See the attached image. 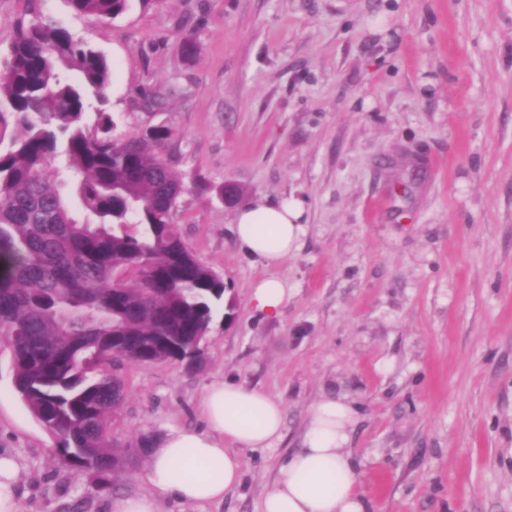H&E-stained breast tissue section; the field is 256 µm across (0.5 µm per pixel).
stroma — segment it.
I'll return each instance as SVG.
<instances>
[{"instance_id": "stroma-1", "label": "stroma", "mask_w": 512, "mask_h": 512, "mask_svg": "<svg viewBox=\"0 0 512 512\" xmlns=\"http://www.w3.org/2000/svg\"><path fill=\"white\" fill-rule=\"evenodd\" d=\"M36 14L111 61L116 135L171 129L173 221L227 287L199 365L122 369L114 438L202 426L215 381L284 409L281 439L244 452L223 501L161 496L158 512H261L311 410L339 395L373 512H512V0H129L105 24L67 0H0V60ZM227 181L248 202L303 201L279 265L240 248L237 209L214 193ZM270 277L288 286L275 313L252 299ZM12 375L0 342V455L18 465L20 512L152 494L142 460L108 492L66 468Z\"/></svg>"}]
</instances>
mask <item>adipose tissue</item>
<instances>
[{
  "label": "adipose tissue",
  "mask_w": 512,
  "mask_h": 512,
  "mask_svg": "<svg viewBox=\"0 0 512 512\" xmlns=\"http://www.w3.org/2000/svg\"><path fill=\"white\" fill-rule=\"evenodd\" d=\"M304 221L301 202L261 196L237 211L234 232L249 256L276 266L296 250ZM200 413L203 427L172 430L150 449L153 494L114 497L110 512H157L165 495L190 505L222 500L242 480V451L271 447L282 437V404L260 390L212 383ZM354 416L352 406L336 398L313 408L303 445L268 487L262 512H368L346 450Z\"/></svg>",
  "instance_id": "adipose-tissue-1"
}]
</instances>
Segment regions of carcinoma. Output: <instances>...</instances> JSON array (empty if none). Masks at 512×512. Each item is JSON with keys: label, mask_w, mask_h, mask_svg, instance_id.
<instances>
[{"label": "carcinoma", "mask_w": 512, "mask_h": 512, "mask_svg": "<svg viewBox=\"0 0 512 512\" xmlns=\"http://www.w3.org/2000/svg\"><path fill=\"white\" fill-rule=\"evenodd\" d=\"M67 2L103 23L128 7ZM111 82L103 53L38 15L19 24L0 68V106L22 130L0 150V340L15 393L55 436L63 464L101 491L148 448L112 437L127 389L119 370L196 363L225 291L178 225L159 221L184 190L163 156L170 129L114 136L101 109ZM122 224L138 230L120 233Z\"/></svg>", "instance_id": "carcinoma-1"}]
</instances>
